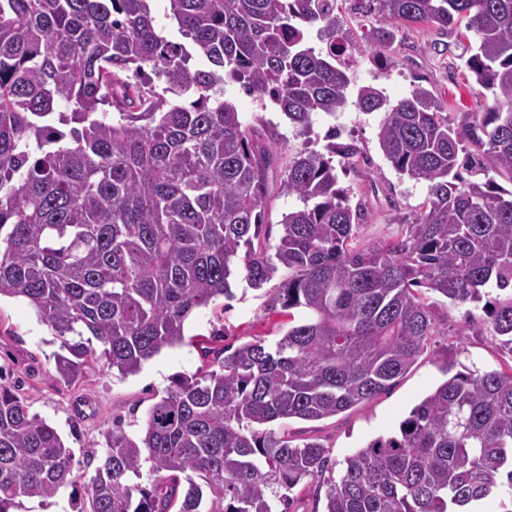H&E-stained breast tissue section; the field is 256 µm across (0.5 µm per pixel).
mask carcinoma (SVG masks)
<instances>
[{
	"mask_svg": "<svg viewBox=\"0 0 512 512\" xmlns=\"http://www.w3.org/2000/svg\"><path fill=\"white\" fill-rule=\"evenodd\" d=\"M151 2L0 0V297L44 318L65 383L98 363L138 373L183 343L194 311L234 298L239 270L254 289L287 272L276 302L307 316L273 343L205 347L141 435L113 423L78 512H287L314 477L323 512H473L489 497L512 512V370L455 373L336 477H323V444L276 429L368 404L402 377L439 334L420 288L453 304L501 291L491 328L512 354V190L489 175L512 174V0L367 2L388 22L376 55L403 24L447 36L465 25L477 37L465 67L487 104L452 125L419 84L395 104L358 90V108L382 114L385 159L431 182L405 233L366 248L333 159L296 147L275 179L267 125L243 124L222 91L228 77L271 99L298 136L340 111L336 0H168L188 46L157 31ZM314 27L324 50L308 46ZM276 191L302 207L272 247ZM145 463L151 484L130 482ZM73 483L72 449L0 383V512Z\"/></svg>",
	"mask_w": 512,
	"mask_h": 512,
	"instance_id": "1",
	"label": "carcinoma"
}]
</instances>
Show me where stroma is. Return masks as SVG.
Wrapping results in <instances>:
<instances>
[{
	"label": "stroma",
	"mask_w": 512,
	"mask_h": 512,
	"mask_svg": "<svg viewBox=\"0 0 512 512\" xmlns=\"http://www.w3.org/2000/svg\"><path fill=\"white\" fill-rule=\"evenodd\" d=\"M385 24L378 11L362 16L353 10L352 0H337L336 29L349 44L342 66L351 89L373 86L394 103L407 97L413 85H423L442 102L452 124L463 113L483 111L484 101L473 90V80L459 58L460 48L452 45L435 51V43L442 39L436 26H401L385 51L389 67L377 68L367 41ZM224 98L235 106L244 124L262 118L276 126L278 167L286 169L288 150L298 140L283 114L262 109L258 99L229 79L224 82ZM378 123V114L362 112L352 101L336 116L319 113L313 118L314 149L324 150L325 134L331 128L339 132L340 142L358 148L353 158L337 164L336 171L351 205L360 209L356 243L361 247L400 236L420 214L430 191L429 182L401 175L386 161L379 148ZM278 286L273 280L254 290L243 277H236L235 299L220 298L196 311L185 324L183 343L163 349L137 374L122 377L95 364L69 384L56 377L53 354L59 342L50 327L25 300H0V376L19 387L30 412L56 428L72 449L77 479L74 488L62 489L50 499L24 500L17 512H73L75 498L85 495L95 474L89 460L101 455L104 435L113 422H121L128 434H137L149 407L166 394L175 378L192 375L202 366L201 349L214 333H223L225 344L231 346L256 337L278 339L287 319L272 309ZM436 303L440 335L431 337L413 367L388 392L332 418L289 420V433L298 439H319L331 461L340 464L375 438L395 432L412 408L445 380L444 366L480 373L512 367V354L501 348L494 335L485 302L455 305L440 297Z\"/></svg>",
	"instance_id": "1"
}]
</instances>
